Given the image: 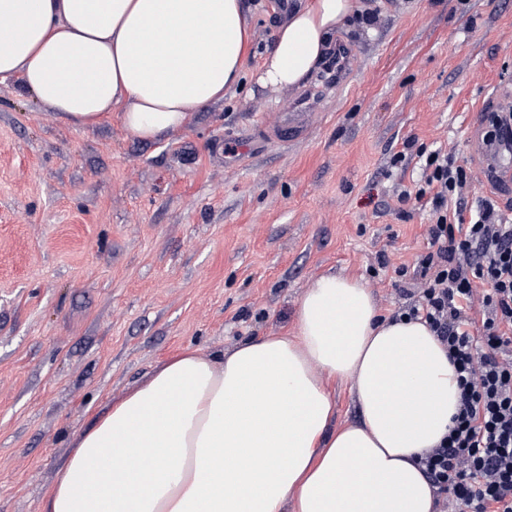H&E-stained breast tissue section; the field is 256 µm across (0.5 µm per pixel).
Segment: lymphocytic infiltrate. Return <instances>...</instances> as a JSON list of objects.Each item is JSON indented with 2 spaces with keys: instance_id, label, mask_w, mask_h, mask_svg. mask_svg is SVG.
Instances as JSON below:
<instances>
[{
  "instance_id": "obj_1",
  "label": "lymphocytic infiltrate",
  "mask_w": 512,
  "mask_h": 512,
  "mask_svg": "<svg viewBox=\"0 0 512 512\" xmlns=\"http://www.w3.org/2000/svg\"><path fill=\"white\" fill-rule=\"evenodd\" d=\"M421 178L400 200L429 203L430 251L398 269L409 301L448 353L460 401L447 435L418 456L436 512H512V222L487 198L468 203L456 157L417 149Z\"/></svg>"
}]
</instances>
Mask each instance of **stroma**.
Instances as JSON below:
<instances>
[{"label": "stroma", "mask_w": 512, "mask_h": 512, "mask_svg": "<svg viewBox=\"0 0 512 512\" xmlns=\"http://www.w3.org/2000/svg\"><path fill=\"white\" fill-rule=\"evenodd\" d=\"M244 5L240 84L153 141L120 109L75 127L0 83V512H44L73 440L168 357L294 331L318 276L363 278L393 315L396 268L429 249L427 209L397 198L420 173L391 165L406 140L453 153L512 219L472 142L512 74V0H356L325 58L351 50L347 84L319 70L282 93L251 74L283 8ZM306 94L288 141L279 116ZM311 107L309 101L303 100L282 116L279 127L285 132L288 140L299 139L306 133L314 113L311 112Z\"/></svg>", "instance_id": "35a3bbf8"}]
</instances>
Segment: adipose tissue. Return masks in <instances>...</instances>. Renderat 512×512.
<instances>
[{"instance_id":"adipose-tissue-1","label":"adipose tissue","mask_w":512,"mask_h":512,"mask_svg":"<svg viewBox=\"0 0 512 512\" xmlns=\"http://www.w3.org/2000/svg\"><path fill=\"white\" fill-rule=\"evenodd\" d=\"M353 0H304L252 75L300 87ZM251 33L243 0H0V81L74 126L122 106L152 141L220 103ZM349 382L358 423L333 426L330 382ZM455 368L428 326L380 318L360 281L305 290L291 336L209 356L185 349L80 434L46 512H434L414 462L446 436Z\"/></svg>"}]
</instances>
